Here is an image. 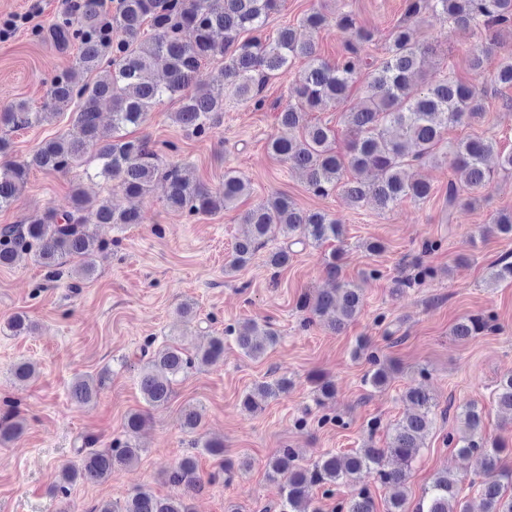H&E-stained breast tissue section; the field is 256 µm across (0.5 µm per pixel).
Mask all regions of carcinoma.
Segmentation results:
<instances>
[{
  "label": "carcinoma",
  "mask_w": 512,
  "mask_h": 512,
  "mask_svg": "<svg viewBox=\"0 0 512 512\" xmlns=\"http://www.w3.org/2000/svg\"><path fill=\"white\" fill-rule=\"evenodd\" d=\"M282 0H116L106 12V0H83L75 15H66L50 29L52 38L62 46L78 45L72 66L51 82L47 99L34 109L24 101L13 102L0 111V126L30 127L77 107L75 121L80 136L59 135L44 142L24 164L7 160L8 139L0 138V210L9 207L25 187L30 168L68 174L83 169L88 178H99L130 198H141L158 190L167 205L199 215H216L249 194V184L232 168L224 170V183L213 191L190 181L177 166L160 167L157 153L146 139H109L98 123V103H112V128L143 123L153 108L165 98H176L181 107L179 122L195 135H203L220 123L225 105V88H233L235 98L255 109L264 105L263 88L270 81L288 75L296 60L305 61V72L293 88L294 101L277 113L280 125L292 131L288 137L268 142L270 152L302 169L310 190L326 196L342 187L355 206L371 202L381 210L410 199L426 201L431 186L421 179H410L406 167L410 159L431 155L450 125L468 124L481 115L477 88L448 74L434 81L423 80L433 48L417 37L424 15L440 14L458 24L480 28L491 46L512 35V0H406L405 18L385 41L382 59L370 63L365 106L343 113L348 133L347 151L336 152L335 131L326 123L311 124L307 116L344 103L360 68L358 46L374 40L375 33L362 25L350 10L336 13L335 26L344 38L347 55L334 65L318 53L313 40H301L291 27L279 29L272 38L260 36L270 14ZM150 23L153 33L144 35L143 25ZM329 17L320 10L303 16L300 26L317 32L329 25ZM191 31L189 40L182 33ZM254 36L243 40L241 34ZM219 61L225 83L218 85L204 78L202 66ZM167 74L163 84L154 73ZM494 82L512 86V50L504 55ZM97 147L94 169L86 167L85 155ZM496 156L498 166L512 172V151L498 149L497 141L482 137L462 139L448 145V158L457 181L448 182V220L461 203V182L471 189L489 185L494 171L486 161ZM373 173L365 182L357 177L344 179L346 171ZM250 226L247 236L234 245L233 257L225 272H235L272 239L281 236L305 246L319 247L327 241H342L343 228L327 213L305 211L284 194H275L245 213ZM139 223L135 208L117 211L108 198H90L79 186L73 189V206L58 212L48 209L43 216L23 224L0 228V266H11L21 256L33 259L53 273L62 260L79 259V272L89 279L96 273L97 254L104 240L90 229L92 224H110L114 228ZM486 233L512 234V212H501ZM291 259L285 246L269 251L267 263L284 268ZM341 250L330 253L327 273L336 279L330 292L306 294L300 308L312 317L327 320L333 332L353 321L364 306L363 289L339 279ZM493 282H512V261L503 258L493 264ZM493 330L491 318L483 314L460 318L452 336L467 341ZM242 354L251 359L265 355L277 342L266 324L254 320L231 328ZM224 354V337L214 336L207 347L190 351L183 343L162 345L149 354L139 374V387L149 406H159L171 398L174 385L199 365ZM373 369L363 379L375 389L386 387L398 368L371 358ZM106 376H80L74 380L70 395L80 405L95 402L105 385ZM292 382L279 378L263 382L245 393L243 406L250 413L263 410L270 398L288 392ZM415 413L398 421L384 448L366 445L349 454L328 452L307 466L296 463L292 449L284 448L267 463L268 477L280 482V512H310L307 492L311 487L360 483L363 474L374 472L384 484L401 485L407 479L423 440L434 423V396L424 387L413 386L404 393ZM495 401L512 413V372L504 376L495 390ZM456 417L463 424L460 435H448V442L479 461L483 512H512V496L504 495L505 484L512 485V470L503 465L505 446L484 433L478 407L468 403L457 407ZM144 414L135 412L125 423V440L105 451L77 450L79 460L60 468L59 490L82 478L98 482L116 470L136 462L142 448L136 437ZM201 422L197 408L188 406L182 413V426L190 434ZM395 458L400 469H385L384 460ZM172 486L199 491L203 482L196 457L187 456L170 472ZM456 479L447 472L436 475L413 510L406 508L404 497H395L387 512H468L457 500ZM92 512H189L181 494L157 498L138 490L122 501H106ZM339 512H375V504L361 489L340 504Z\"/></svg>",
  "instance_id": "carcinoma-1"
}]
</instances>
